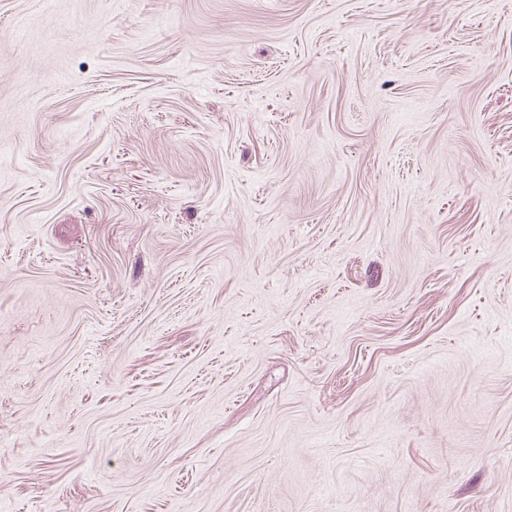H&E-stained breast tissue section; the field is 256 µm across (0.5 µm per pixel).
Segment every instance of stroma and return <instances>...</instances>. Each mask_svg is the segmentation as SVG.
Wrapping results in <instances>:
<instances>
[{"label":"stroma","mask_w":512,"mask_h":512,"mask_svg":"<svg viewBox=\"0 0 512 512\" xmlns=\"http://www.w3.org/2000/svg\"><path fill=\"white\" fill-rule=\"evenodd\" d=\"M0 512H512V0H0Z\"/></svg>","instance_id":"35a3bbf8"}]
</instances>
